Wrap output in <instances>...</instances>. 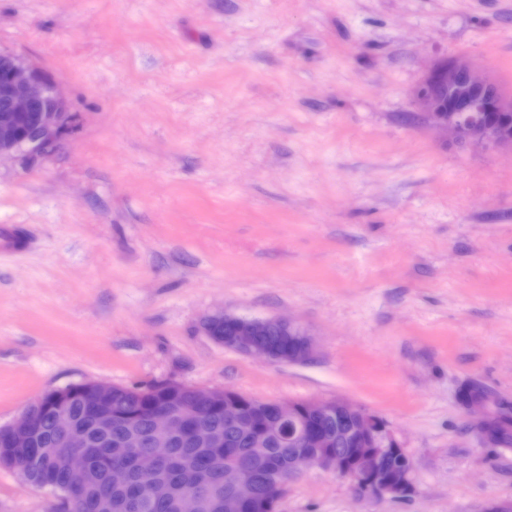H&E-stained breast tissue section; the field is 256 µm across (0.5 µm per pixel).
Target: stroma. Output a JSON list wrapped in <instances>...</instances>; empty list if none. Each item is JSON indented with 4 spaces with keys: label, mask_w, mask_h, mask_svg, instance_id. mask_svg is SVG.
Returning a JSON list of instances; mask_svg holds the SVG:
<instances>
[{
    "label": "stroma",
    "mask_w": 512,
    "mask_h": 512,
    "mask_svg": "<svg viewBox=\"0 0 512 512\" xmlns=\"http://www.w3.org/2000/svg\"><path fill=\"white\" fill-rule=\"evenodd\" d=\"M0 50L80 116L0 163V424L87 380L342 398L414 461L404 500L318 467L278 512H489L512 447L459 402L512 406V151L446 141L410 89L471 58L512 96V0H0ZM285 317L303 364L214 343ZM0 468V512H53ZM222 319H224V321L212 324L211 330L215 336H209L210 339L219 345H224L225 348L238 351L244 355L258 357L274 363L295 365L309 361L315 352V342L310 334L290 320L247 319L226 311L217 312L208 317L209 322ZM268 320H271L274 326L279 328L283 334L287 335L286 337L298 332V337L301 340L300 347L295 350L288 349V352H286L279 347L260 342L257 337V334H259L258 331L262 326L270 325ZM225 322H236V327L231 335L225 336L224 334V332H227V328L224 329ZM277 328L270 329L265 333V336H261V338L263 340L272 341L276 339V336H282Z\"/></svg>",
    "instance_id": "obj_1"
}]
</instances>
